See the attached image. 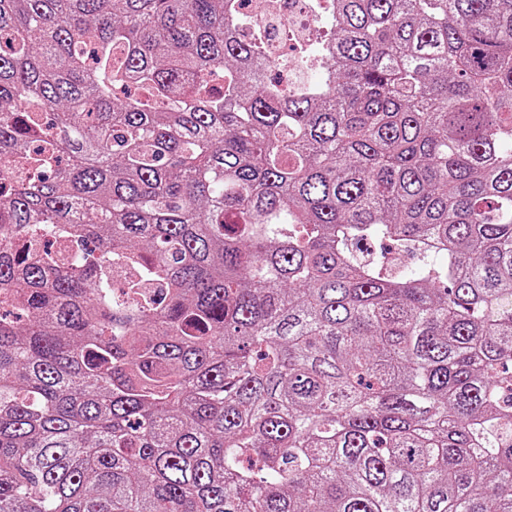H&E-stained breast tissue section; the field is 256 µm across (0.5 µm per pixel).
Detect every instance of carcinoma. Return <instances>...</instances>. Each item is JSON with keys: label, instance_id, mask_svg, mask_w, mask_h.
I'll list each match as a JSON object with an SVG mask.
<instances>
[{"label": "carcinoma", "instance_id": "carcinoma-1", "mask_svg": "<svg viewBox=\"0 0 512 512\" xmlns=\"http://www.w3.org/2000/svg\"><path fill=\"white\" fill-rule=\"evenodd\" d=\"M248 2L0 0V512H512V0ZM306 0H257L252 7L254 20L269 26L274 32L273 39L269 43L272 54L278 56L283 51V44L278 35L279 28L283 25L291 27L297 35L304 37L309 35L314 26V20L309 13Z\"/></svg>", "mask_w": 512, "mask_h": 512}]
</instances>
